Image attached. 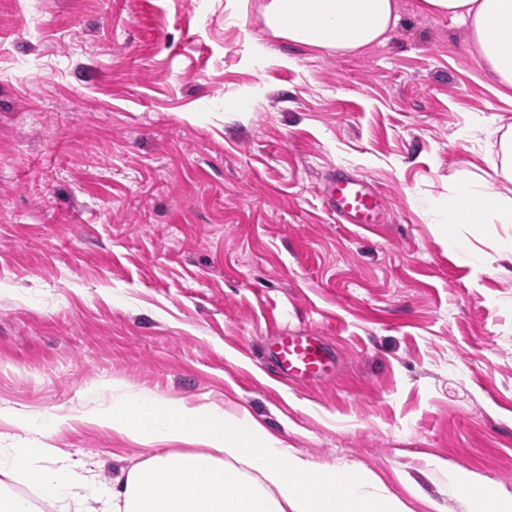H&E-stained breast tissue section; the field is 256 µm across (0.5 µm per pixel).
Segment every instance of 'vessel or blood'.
Masks as SVG:
<instances>
[{
    "instance_id": "obj_1",
    "label": "vessel or blood",
    "mask_w": 512,
    "mask_h": 512,
    "mask_svg": "<svg viewBox=\"0 0 512 512\" xmlns=\"http://www.w3.org/2000/svg\"><path fill=\"white\" fill-rule=\"evenodd\" d=\"M323 197L338 220L350 224L376 223L383 206L382 195L366 179L340 171L327 179ZM274 356L281 373L301 379L314 377L329 365L319 337L291 330L278 337Z\"/></svg>"
}]
</instances>
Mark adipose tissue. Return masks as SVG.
I'll list each match as a JSON object with an SVG mask.
<instances>
[{
  "mask_svg": "<svg viewBox=\"0 0 512 512\" xmlns=\"http://www.w3.org/2000/svg\"><path fill=\"white\" fill-rule=\"evenodd\" d=\"M421 11L465 24L492 80L512 89V0H420ZM264 23L277 38L339 54L380 41L397 24L395 0H266ZM507 191L479 175L448 187V209L437 224L512 226V126L483 157ZM87 421L154 445L112 491L41 441L0 450V475L24 481L48 501L85 512H407L396 497L368 492L366 480L341 467L317 469L247 413L210 405L124 396L87 414ZM182 442L184 452L165 451ZM450 478L472 512H512V498L490 481Z\"/></svg>",
  "mask_w": 512,
  "mask_h": 512,
  "instance_id": "1",
  "label": "adipose tissue"
}]
</instances>
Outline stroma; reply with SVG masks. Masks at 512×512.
Wrapping results in <instances>:
<instances>
[{"mask_svg": "<svg viewBox=\"0 0 512 512\" xmlns=\"http://www.w3.org/2000/svg\"><path fill=\"white\" fill-rule=\"evenodd\" d=\"M229 0H0V448L17 418L104 487L148 456L83 421L123 393L246 412L410 512H469L448 469L512 496V227L434 224L512 124L462 23L400 0L383 44L273 37ZM380 190L340 223L333 170ZM317 328L329 377L272 374L279 325Z\"/></svg>", "mask_w": 512, "mask_h": 512, "instance_id": "stroma-1", "label": "stroma"}]
</instances>
